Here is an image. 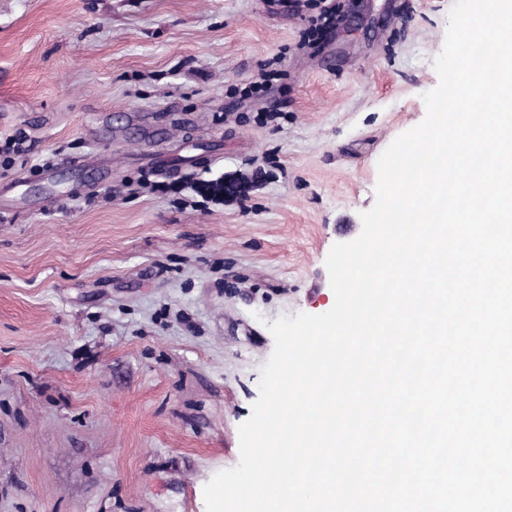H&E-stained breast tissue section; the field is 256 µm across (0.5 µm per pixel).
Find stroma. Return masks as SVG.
Segmentation results:
<instances>
[{"mask_svg":"<svg viewBox=\"0 0 512 512\" xmlns=\"http://www.w3.org/2000/svg\"><path fill=\"white\" fill-rule=\"evenodd\" d=\"M339 2L303 46L295 0H0V512H206L238 465L269 323L333 306L438 84L453 0Z\"/></svg>","mask_w":512,"mask_h":512,"instance_id":"35a3bbf8","label":"stroma"}]
</instances>
